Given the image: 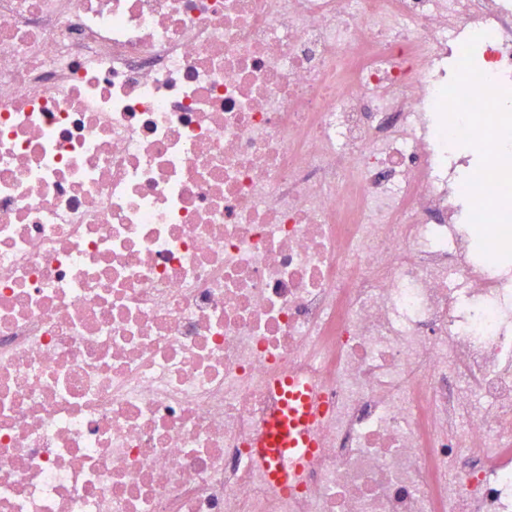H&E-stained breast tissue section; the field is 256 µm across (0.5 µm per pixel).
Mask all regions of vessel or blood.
Instances as JSON below:
<instances>
[{
  "label": "vessel or blood",
  "mask_w": 512,
  "mask_h": 512,
  "mask_svg": "<svg viewBox=\"0 0 512 512\" xmlns=\"http://www.w3.org/2000/svg\"><path fill=\"white\" fill-rule=\"evenodd\" d=\"M270 388L279 396L280 407L266 421L254 459L265 467L274 489L289 491L300 482L319 448L315 384L285 374L272 378Z\"/></svg>",
  "instance_id": "b4317fda"
}]
</instances>
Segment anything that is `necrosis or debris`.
Wrapping results in <instances>:
<instances>
[{
  "mask_svg": "<svg viewBox=\"0 0 512 512\" xmlns=\"http://www.w3.org/2000/svg\"><path fill=\"white\" fill-rule=\"evenodd\" d=\"M0 512H512V0H0ZM270 388L280 397V408L265 422L254 459L265 467L274 489L290 491L319 448L315 384L303 376L285 374L272 378Z\"/></svg>",
  "mask_w": 512,
  "mask_h": 512,
  "instance_id": "4bbe7bcc",
  "label": "necrosis or debris"
}]
</instances>
